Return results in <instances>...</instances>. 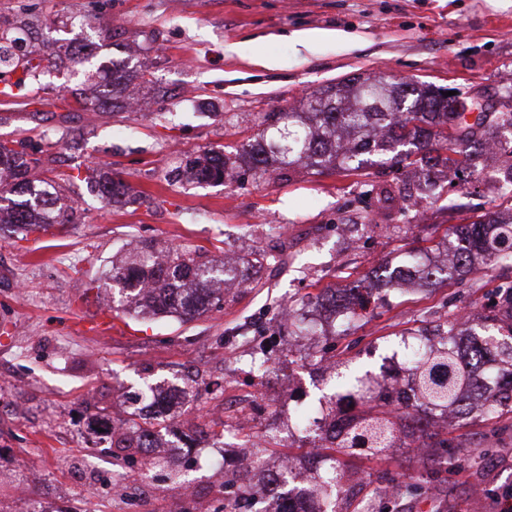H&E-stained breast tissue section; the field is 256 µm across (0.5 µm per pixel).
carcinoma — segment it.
Returning <instances> with one entry per match:
<instances>
[{"label":"carcinoma","mask_w":512,"mask_h":512,"mask_svg":"<svg viewBox=\"0 0 512 512\" xmlns=\"http://www.w3.org/2000/svg\"><path fill=\"white\" fill-rule=\"evenodd\" d=\"M23 42L9 32H0V69L22 72L23 77L15 83L20 93L28 81L37 82L48 71L44 65L47 55L25 50ZM124 79L125 75L114 72L112 85L100 84L90 95L83 86L73 87V104L79 110H103L110 102L111 90ZM260 126L259 133L236 156L249 159L262 174L271 160L281 175L299 165L317 174H345L364 168L371 156L376 157V164L414 168L409 187H371L378 203L400 201L405 212L416 206L415 196L435 193L430 174L438 168L455 176L461 173L480 178L476 160L489 147L508 156L511 165L507 177L512 183V87L505 92L502 109L486 113L474 126L468 123L466 113L457 111L456 99L432 85L359 75L308 93L300 112L282 108L265 114ZM450 152L464 153V165L448 166ZM40 163L25 150L0 142V230L7 227L25 239L32 233L47 234L73 223V208L55 207L59 186L28 178L30 170ZM230 163V157L211 153L187 161L176 177L217 181L224 178ZM84 181L109 203L128 191L120 175L110 168L96 167ZM509 211L506 222L488 216L478 224L457 225L449 270L433 269L409 251L400 265L378 268L376 279L388 288L393 280L405 277L439 284L473 272L478 260L512 269V207ZM155 254L162 257L161 263H150ZM105 278L121 293L124 311L187 322L223 300L224 289L214 284L225 282L230 274L224 262L203 247L170 245L160 250L142 248L112 262ZM459 323L458 318L448 321L443 346L426 350L414 360L406 383L417 406L433 414L453 411L460 417L474 412L512 413V281L498 288L496 302L489 305L477 331L484 338L487 356L502 363L492 382L450 344ZM337 388L341 401L355 403L370 397L366 380L351 368L337 374ZM165 428L166 421L158 418L129 422L123 437L111 440V445L130 457L143 452L144 434L159 436ZM417 433L430 439L422 444L424 448L448 447V440L427 433L423 424L412 418L410 404L398 397L348 413L346 427L330 452L324 454L326 467L317 473L307 493L308 499L317 503L308 512H336V500H352L354 492L341 484L342 458L375 456L396 447L401 435Z\"/></svg>","instance_id":"cac0c4a2"}]
</instances>
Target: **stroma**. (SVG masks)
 Listing matches in <instances>:
<instances>
[{"mask_svg": "<svg viewBox=\"0 0 512 512\" xmlns=\"http://www.w3.org/2000/svg\"><path fill=\"white\" fill-rule=\"evenodd\" d=\"M20 20L50 45V71L40 79L43 104L0 99V140L40 158L36 177L63 186L75 221L25 239L0 231V512L36 504L45 512H224L239 487L261 482L282 457L302 461L312 446L315 432H295L293 408L324 393L320 360L378 371L404 331L433 333L448 316L482 312L494 299L501 270L481 264L435 288L388 293L347 331L299 342L264 375L263 399L246 406L257 428L273 415L280 429L263 469L248 467L242 446L224 439L222 407L226 396L251 390L248 361L283 335L282 307L367 285L408 249L432 257L429 241L507 202L486 184L449 189L440 172L437 195L419 200L413 220L369 192L409 180L406 168L366 167L349 178L234 169L219 184L172 182L168 172L190 157L235 151L265 113L358 74L500 96L512 85V0H0V27ZM313 30L320 39L296 44L295 34ZM70 41L94 42L92 65L111 61L133 75L138 121L121 108L66 105L72 65L62 45ZM96 165L119 173L136 202L107 203L76 179ZM340 224L357 245L337 237ZM430 224L439 227L432 236ZM134 240L273 259L248 269L247 287L227 289L220 306L193 321L122 312L124 331L78 329L109 311L111 292L93 284ZM291 377L296 388L283 394ZM148 384L167 390L157 409L169 423L163 438L185 444L168 461L175 479L162 486L146 476L142 455L115 458L98 432L102 419L141 409L136 396ZM188 411L197 419L189 434L179 427ZM446 433L450 445L437 456L392 448L348 460L356 502L366 512H500L498 497L512 488V414L460 420ZM218 456L220 469L211 465ZM116 471L144 481L149 497L99 492Z\"/></svg>", "mask_w": 512, "mask_h": 512, "instance_id": "35a3bbf8", "label": "stroma"}]
</instances>
